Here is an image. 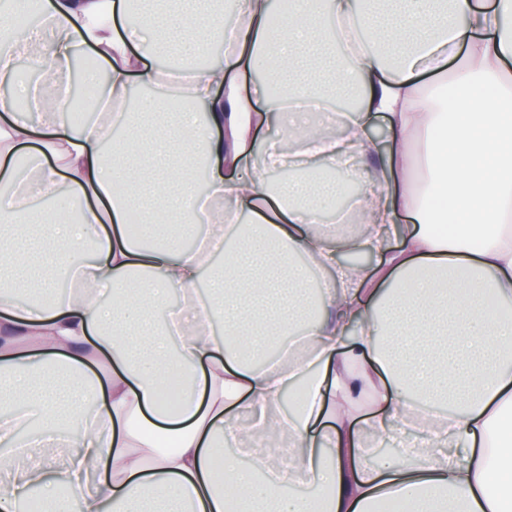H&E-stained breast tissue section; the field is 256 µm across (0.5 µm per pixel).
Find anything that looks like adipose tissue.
<instances>
[{
	"instance_id": "ef3b65f1",
	"label": "adipose tissue",
	"mask_w": 512,
	"mask_h": 512,
	"mask_svg": "<svg viewBox=\"0 0 512 512\" xmlns=\"http://www.w3.org/2000/svg\"><path fill=\"white\" fill-rule=\"evenodd\" d=\"M393 2L378 19L361 0H295L276 29L270 0H235L229 22L148 0L137 25L130 0H0V323L17 332L0 338V512H19L34 489L46 512H146L151 498L163 512H376L387 497L421 512H512V0ZM33 6L41 36L16 38L19 9ZM340 21L371 46L337 57L331 81L357 85L362 105L333 138L291 101L324 99L293 73L319 67ZM227 33L221 58L160 86L159 44L182 57ZM81 49L101 68L106 106L74 126L63 76ZM30 58L51 85L15 81ZM449 74L459 93L447 97ZM146 83L156 111L174 91L182 103L142 135L125 105ZM377 115L390 149L349 211L361 232L323 222L324 181L270 187L283 164L347 175L349 157L377 153ZM274 120L289 151L258 136ZM20 155L42 197L70 209L71 234L30 204ZM117 175L131 194L115 196ZM440 193L454 203L450 235L431 228ZM133 210L161 225L152 247L129 237ZM402 211L413 223L401 229ZM27 227L54 277L81 281L48 307L20 305L10 291L23 281L2 274L20 265ZM357 248L373 264L342 262ZM303 257L324 277L315 317ZM175 293L187 322L142 348L141 327ZM174 374L189 385L166 410L158 396ZM34 420L42 444L75 448L68 464L34 450L23 433ZM394 431L400 448L373 458L364 436ZM277 435L287 446L249 465L223 455ZM288 474L311 493L285 492Z\"/></svg>"
}]
</instances>
